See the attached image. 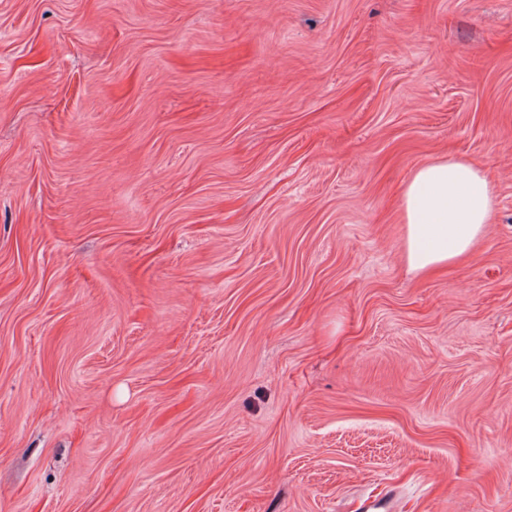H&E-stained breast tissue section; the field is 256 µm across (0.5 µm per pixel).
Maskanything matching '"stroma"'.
<instances>
[{
  "instance_id": "1",
  "label": "stroma",
  "mask_w": 512,
  "mask_h": 512,
  "mask_svg": "<svg viewBox=\"0 0 512 512\" xmlns=\"http://www.w3.org/2000/svg\"><path fill=\"white\" fill-rule=\"evenodd\" d=\"M373 500L512 512V0H0V512ZM494 207V185L476 163L448 156L419 166L401 189L410 268L427 274L468 256Z\"/></svg>"
}]
</instances>
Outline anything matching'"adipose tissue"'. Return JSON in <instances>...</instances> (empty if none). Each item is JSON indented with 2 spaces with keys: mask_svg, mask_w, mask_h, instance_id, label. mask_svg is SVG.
<instances>
[{
  "mask_svg": "<svg viewBox=\"0 0 512 512\" xmlns=\"http://www.w3.org/2000/svg\"><path fill=\"white\" fill-rule=\"evenodd\" d=\"M494 207V185L476 163L451 156L419 166L401 189L410 268L427 274L468 256Z\"/></svg>",
  "mask_w": 512,
  "mask_h": 512,
  "instance_id": "adipose-tissue-1",
  "label": "adipose tissue"
}]
</instances>
